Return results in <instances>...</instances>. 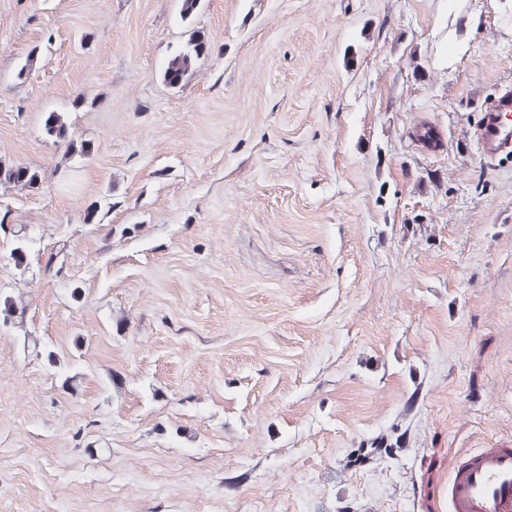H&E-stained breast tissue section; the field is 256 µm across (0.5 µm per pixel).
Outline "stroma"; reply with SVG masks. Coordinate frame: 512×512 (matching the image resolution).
<instances>
[{
	"label": "stroma",
	"instance_id": "obj_1",
	"mask_svg": "<svg viewBox=\"0 0 512 512\" xmlns=\"http://www.w3.org/2000/svg\"><path fill=\"white\" fill-rule=\"evenodd\" d=\"M511 26L0 0V162L45 175L0 184V512H444L463 453L512 444V154L470 136ZM208 40L201 31H193L186 47L170 57L163 69V81L171 88L181 86L195 59L208 52Z\"/></svg>",
	"mask_w": 512,
	"mask_h": 512
}]
</instances>
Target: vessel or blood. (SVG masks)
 I'll return each mask as SVG.
<instances>
[{
    "label": "vessel or blood",
    "instance_id": "vessel-or-blood-1",
    "mask_svg": "<svg viewBox=\"0 0 512 512\" xmlns=\"http://www.w3.org/2000/svg\"><path fill=\"white\" fill-rule=\"evenodd\" d=\"M475 139L484 158L512 152V91L489 98ZM438 495L448 512H512V446L465 453Z\"/></svg>",
    "mask_w": 512,
    "mask_h": 512
}]
</instances>
